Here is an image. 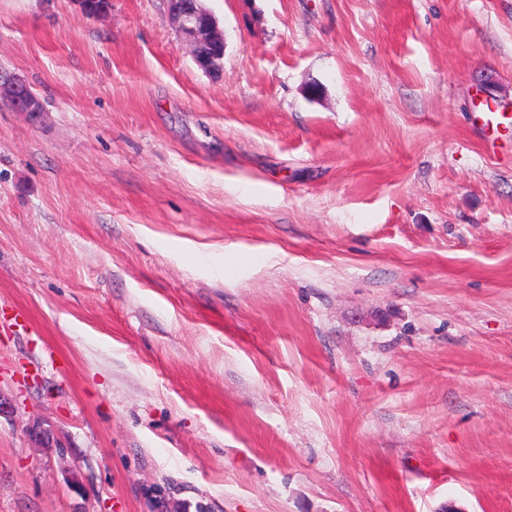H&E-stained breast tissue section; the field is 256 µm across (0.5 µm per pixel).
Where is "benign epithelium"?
Returning <instances> with one entry per match:
<instances>
[{"instance_id":"benign-epithelium-1","label":"benign epithelium","mask_w":512,"mask_h":512,"mask_svg":"<svg viewBox=\"0 0 512 512\" xmlns=\"http://www.w3.org/2000/svg\"><path fill=\"white\" fill-rule=\"evenodd\" d=\"M82 12L105 19L111 10V0H77ZM172 24L181 41L190 46L195 64L204 72L213 74L221 69L224 58V30L203 0H167ZM0 100L15 110L38 117L42 105L38 96L24 80L0 74Z\"/></svg>"}]
</instances>
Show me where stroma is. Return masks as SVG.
<instances>
[{
  "instance_id": "obj_1",
  "label": "stroma",
  "mask_w": 512,
  "mask_h": 512,
  "mask_svg": "<svg viewBox=\"0 0 512 512\" xmlns=\"http://www.w3.org/2000/svg\"><path fill=\"white\" fill-rule=\"evenodd\" d=\"M205 5L0 0V512H512V0ZM203 1L167 0V7L181 41L191 48L195 64L213 74L221 69L224 58V30ZM0 100L8 102L18 112L38 117L42 105L38 96L24 80L15 76H3L0 73Z\"/></svg>"
}]
</instances>
